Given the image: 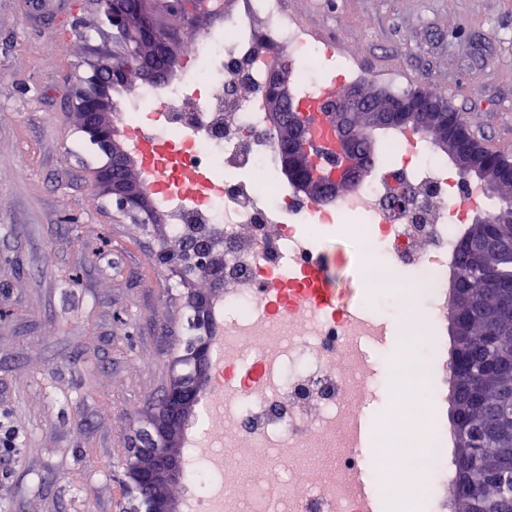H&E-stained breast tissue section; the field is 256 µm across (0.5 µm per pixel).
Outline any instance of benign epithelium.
<instances>
[{
  "mask_svg": "<svg viewBox=\"0 0 512 512\" xmlns=\"http://www.w3.org/2000/svg\"><path fill=\"white\" fill-rule=\"evenodd\" d=\"M132 25L128 27L129 53L137 62L139 75L160 85L166 73L152 63L148 46L156 35L151 16L142 11V0H124ZM272 81L268 92L279 104L288 105V111L279 108L267 113L268 126L272 129L288 127L289 136L278 146L283 171L299 192L307 198L325 203L335 199L338 187L355 188L369 173L371 150L363 146L349 132L350 113L362 112L366 103L360 92L355 91L341 104L328 100L321 116L330 122L336 135V152L351 159L350 165L336 173V180L321 181L312 173L308 145V112L302 102L294 101L289 77L282 67L272 68ZM112 104V77L95 73L89 86L80 88L75 95L74 115L81 131L88 136L108 158L100 182L112 195L116 208L137 216L144 207L146 190L141 181L129 175L137 165L134 157L124 148L112 125L103 121L104 112ZM431 132L444 148L448 142L468 136L466 125L455 118V109L448 101H435L424 93L408 98H387L383 107L372 109L371 133L388 131ZM503 249L501 240L493 233L470 236L462 249V257L469 262L481 254ZM156 260L161 264L178 261L201 277L218 280L210 265L209 243L204 238L195 240L190 247L177 251H159ZM211 295L192 301L194 312L190 337L183 354L175 361L172 378L162 398L155 404V415L149 426L138 434V444L132 449L126 467V484L132 506L128 512H179V507L165 493V487L180 477V436L183 425L199 401L200 389L210 367V349L213 344V327L209 317ZM473 298L466 290L453 286L449 299V318L454 335L452 359L455 387L452 391L454 428L459 436H471L468 447L462 449L460 458L476 456L480 451L479 438L490 436L498 430L500 419L496 411L475 419L463 412L460 400L470 389L474 378L494 372H504L495 358L475 354L469 348L466 324ZM483 496V482L475 478L461 488L456 502L478 500Z\"/></svg>",
  "mask_w": 512,
  "mask_h": 512,
  "instance_id": "1",
  "label": "benign epithelium"
}]
</instances>
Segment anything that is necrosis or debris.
Segmentation results:
<instances>
[{
    "instance_id": "necrosis-or-debris-1",
    "label": "necrosis or debris",
    "mask_w": 512,
    "mask_h": 512,
    "mask_svg": "<svg viewBox=\"0 0 512 512\" xmlns=\"http://www.w3.org/2000/svg\"><path fill=\"white\" fill-rule=\"evenodd\" d=\"M267 22L265 32L252 16ZM310 48L294 59L302 95L322 87L344 93L357 79L350 58L324 50L284 13L281 0H245L242 12L224 17L219 32L184 46L185 60L163 88L138 84L115 93L114 118L140 124L151 112L162 121L160 140H185L184 156L210 183L198 198L180 183L154 194L172 238L197 227L224 255V292L213 306L224 324L223 357L203 396L199 433L185 455L191 495L188 512H362L352 475L364 461V444L351 433L353 404L371 388L354 342L379 345L381 336L426 348V355L388 357L397 376L431 387L442 348V311L448 271L473 204L461 179L423 137L398 134L394 160L328 206L300 198L283 181L264 109L267 64L277 47ZM426 193L419 213L392 209L394 175ZM343 224L369 261L368 303L347 314L317 306L304 278L306 255L318 252L325 230ZM413 276L400 284L396 269ZM249 366L246 382L231 373ZM433 398L401 400L379 438L392 481L384 494L406 496L415 472L441 473L448 458L441 438L429 450L411 439L432 427ZM232 448L224 456L223 448ZM331 453L333 462L307 487L268 468L267 456L296 462L307 452Z\"/></svg>"
}]
</instances>
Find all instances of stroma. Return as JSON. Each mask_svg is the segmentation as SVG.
I'll return each instance as SVG.
<instances>
[{
    "label": "stroma",
    "mask_w": 512,
    "mask_h": 512,
    "mask_svg": "<svg viewBox=\"0 0 512 512\" xmlns=\"http://www.w3.org/2000/svg\"><path fill=\"white\" fill-rule=\"evenodd\" d=\"M350 57L363 90L420 88L512 156V0H282ZM96 0H0V512H123L124 464L212 284L153 258L163 221L136 222L96 181L106 158L72 96L118 51ZM337 309L366 298L355 242L319 248Z\"/></svg>",
    "instance_id": "stroma-1"
}]
</instances>
